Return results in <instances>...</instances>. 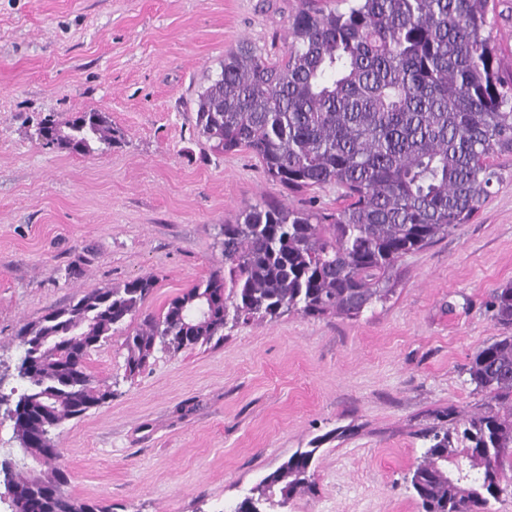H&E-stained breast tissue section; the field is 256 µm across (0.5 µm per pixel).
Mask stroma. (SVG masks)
Here are the masks:
<instances>
[{
    "instance_id": "obj_1",
    "label": "stroma",
    "mask_w": 512,
    "mask_h": 512,
    "mask_svg": "<svg viewBox=\"0 0 512 512\" xmlns=\"http://www.w3.org/2000/svg\"><path fill=\"white\" fill-rule=\"evenodd\" d=\"M301 0H0V390L17 333L93 288L149 276L143 315L222 270L224 225L274 200L333 210L341 189L291 192L246 151L198 136L194 101L225 52L286 50ZM489 30L512 78V0ZM102 112L106 154L39 144V120ZM470 223L405 256L393 296L359 317L291 315L221 341L156 352L125 372L124 331L86 361L106 404L60 427L68 493L114 512H224L297 449L315 489L287 512H421L407 477L423 432L478 411L473 354L500 336L493 291L512 282V151Z\"/></svg>"
}]
</instances>
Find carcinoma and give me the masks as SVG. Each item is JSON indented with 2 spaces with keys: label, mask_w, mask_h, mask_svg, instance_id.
Returning <instances> with one entry per match:
<instances>
[{
  "label": "carcinoma",
  "mask_w": 512,
  "mask_h": 512,
  "mask_svg": "<svg viewBox=\"0 0 512 512\" xmlns=\"http://www.w3.org/2000/svg\"><path fill=\"white\" fill-rule=\"evenodd\" d=\"M307 0L284 56L241 43L199 93L195 129L218 153L246 150L290 191L334 184V211L257 203L223 225L228 274L170 300L127 334L126 368L158 347L208 343L224 329L297 314L356 318L384 303L399 262L471 221L498 178L489 159L512 149V82L488 26V0ZM42 144L73 155L124 140L101 112L39 124ZM154 289L140 277L92 288L25 324L15 366L23 392H0L20 462L0 460L3 512H112L66 493L69 474L52 432L112 398L86 372L90 352L139 315ZM490 308L504 335L478 349L468 374L483 407L423 434L410 476L422 512H492L512 493V282ZM317 449L296 450L233 512H284L314 486Z\"/></svg>",
  "instance_id": "carcinoma-1"
}]
</instances>
